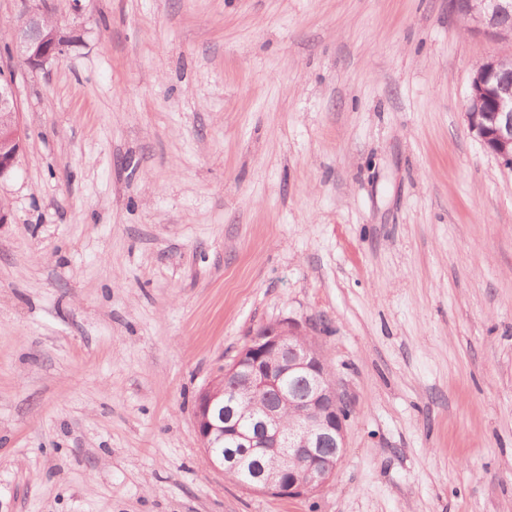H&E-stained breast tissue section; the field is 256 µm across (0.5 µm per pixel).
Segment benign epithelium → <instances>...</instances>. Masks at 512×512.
<instances>
[{"mask_svg": "<svg viewBox=\"0 0 512 512\" xmlns=\"http://www.w3.org/2000/svg\"><path fill=\"white\" fill-rule=\"evenodd\" d=\"M481 8L470 14L472 29L487 36L512 38V5L507 0H480ZM42 6L26 7L17 17L10 57L30 70L60 61L76 42L58 24L49 21ZM471 85L492 81L495 91L490 111L466 112L468 126L503 168L512 171V56L493 57L480 64ZM0 180L10 176L24 150V132L11 72H0ZM230 373L237 376L232 403L247 405L256 417L258 435L240 430L235 415L224 416L218 406L223 393L210 385L197 400L195 429L208 464L224 470V455L211 458L214 442L226 437L258 448L265 458L262 474L249 488L274 497L306 498L326 489L336 474L346 445V400L330 373L315 338L293 320L260 326L239 351ZM293 374L305 382L303 396L283 393L273 405H251L264 388L278 385ZM297 408L298 419L286 428L284 404Z\"/></svg>", "mask_w": 512, "mask_h": 512, "instance_id": "obj_1", "label": "benign epithelium"}]
</instances>
